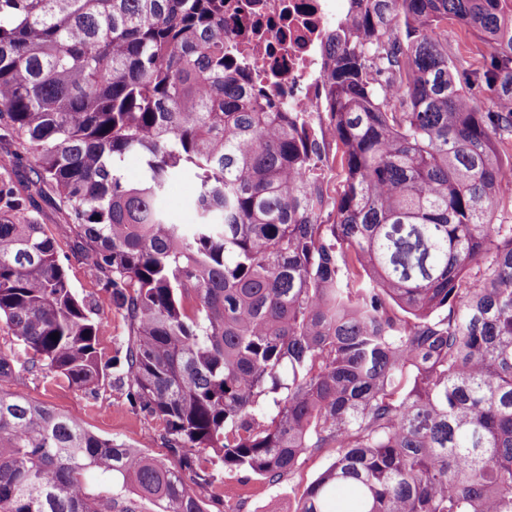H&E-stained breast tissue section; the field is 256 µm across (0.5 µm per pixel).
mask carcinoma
I'll list each match as a JSON object with an SVG mask.
<instances>
[{
	"label": "carcinoma",
	"instance_id": "carcinoma-1",
	"mask_svg": "<svg viewBox=\"0 0 512 512\" xmlns=\"http://www.w3.org/2000/svg\"><path fill=\"white\" fill-rule=\"evenodd\" d=\"M344 25L316 122L229 69L224 0H0V322L26 355L0 377L116 388L171 453L0 387V512H208L223 472L274 484L324 448L294 512H512V0H349ZM36 195L123 316L121 359ZM481 48V42L474 35L461 30L451 21L448 22V51H460L467 57L475 56ZM170 186L162 198L161 205L174 219L180 220L185 216L186 206L193 196L194 187L192 183L180 179L174 180Z\"/></svg>",
	"mask_w": 512,
	"mask_h": 512
}]
</instances>
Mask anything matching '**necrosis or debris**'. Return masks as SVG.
I'll return each instance as SVG.
<instances>
[{"label": "necrosis or debris", "mask_w": 512, "mask_h": 512, "mask_svg": "<svg viewBox=\"0 0 512 512\" xmlns=\"http://www.w3.org/2000/svg\"><path fill=\"white\" fill-rule=\"evenodd\" d=\"M348 0H224V52L272 101L323 109L324 48Z\"/></svg>", "instance_id": "necrosis-or-debris-1"}]
</instances>
